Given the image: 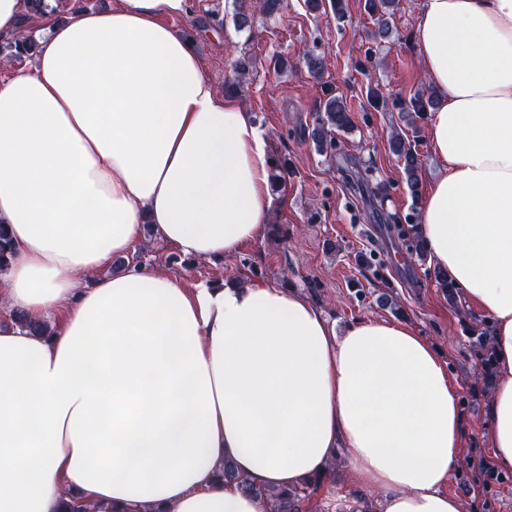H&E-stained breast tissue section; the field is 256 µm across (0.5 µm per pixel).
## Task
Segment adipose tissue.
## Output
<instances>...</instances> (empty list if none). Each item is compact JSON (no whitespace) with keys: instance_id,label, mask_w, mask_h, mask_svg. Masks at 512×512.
<instances>
[{"instance_id":"1","label":"adipose tissue","mask_w":512,"mask_h":512,"mask_svg":"<svg viewBox=\"0 0 512 512\" xmlns=\"http://www.w3.org/2000/svg\"><path fill=\"white\" fill-rule=\"evenodd\" d=\"M187 0L43 16L34 66L0 84V512H268L218 474L292 488L344 454L373 512H467L459 389L406 322L337 333L304 293L189 289L146 264L107 272L144 225L215 261L271 219L272 155L185 34ZM445 172L418 232L492 327L497 470L512 472V0H423ZM50 322L37 336L14 313Z\"/></svg>"}]
</instances>
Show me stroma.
Returning a JSON list of instances; mask_svg holds the SVG:
<instances>
[{
	"label": "stroma",
	"instance_id": "stroma-1",
	"mask_svg": "<svg viewBox=\"0 0 512 512\" xmlns=\"http://www.w3.org/2000/svg\"><path fill=\"white\" fill-rule=\"evenodd\" d=\"M422 0H401L393 18L391 41L379 44L368 33L374 20L364 0H345V14L308 11L306 0H283L275 17H250L238 27L234 0H188L186 15L165 17L182 30L200 53L213 84L237 97L267 136L272 155L288 164L284 191L274 194V211L264 236L221 261L176 258V248L153 233L134 247L141 262L177 277L185 287L201 282L258 280L284 289L307 291L334 323L337 332L360 318L397 319L412 325L438 346L460 386L464 414L462 455L490 457L487 396L472 394L477 365L466 328L483 321L477 308L449 306L431 274L428 257L407 248L396 224L419 221L420 201L405 183L403 164L392 154L389 137L402 131L419 158L422 191L442 171L428 136V117L405 122L396 104L426 84L414 41ZM324 58V74L315 78L302 61L304 50ZM374 61V77L386 104L371 108L366 98L365 57ZM249 74L239 78V60ZM343 96L353 127L336 132L334 148L320 153L309 133L314 104L325 89ZM373 175L363 191L350 181L358 168ZM393 307L380 304V297ZM361 488L337 459L332 478L324 480L313 512H344Z\"/></svg>",
	"mask_w": 512,
	"mask_h": 512
}]
</instances>
